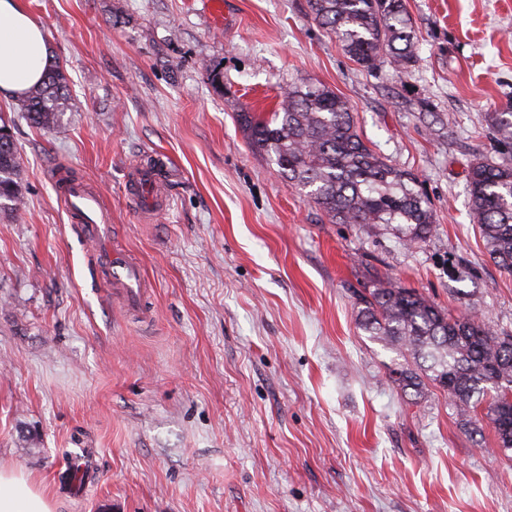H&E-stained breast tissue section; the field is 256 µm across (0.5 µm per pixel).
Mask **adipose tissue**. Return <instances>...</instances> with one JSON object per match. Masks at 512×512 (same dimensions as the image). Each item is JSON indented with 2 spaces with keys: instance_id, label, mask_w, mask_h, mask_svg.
Masks as SVG:
<instances>
[{
  "instance_id": "adipose-tissue-1",
  "label": "adipose tissue",
  "mask_w": 512,
  "mask_h": 512,
  "mask_svg": "<svg viewBox=\"0 0 512 512\" xmlns=\"http://www.w3.org/2000/svg\"><path fill=\"white\" fill-rule=\"evenodd\" d=\"M47 63L42 24L20 0H0V96H23L41 81ZM0 512H52V506L26 474L0 469Z\"/></svg>"
}]
</instances>
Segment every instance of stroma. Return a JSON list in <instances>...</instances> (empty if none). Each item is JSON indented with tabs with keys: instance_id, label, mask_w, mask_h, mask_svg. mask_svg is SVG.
I'll list each match as a JSON object with an SVG mask.
<instances>
[{
	"instance_id": "35a3bbf8",
	"label": "stroma",
	"mask_w": 512,
	"mask_h": 512,
	"mask_svg": "<svg viewBox=\"0 0 512 512\" xmlns=\"http://www.w3.org/2000/svg\"><path fill=\"white\" fill-rule=\"evenodd\" d=\"M20 3L71 107L39 130L0 97L24 183L0 212V468L28 474L53 512H512L491 426L471 437L433 385L410 400L353 295L389 279L512 334V276L486 253L468 184L495 147L483 117L512 95V0H405L417 61L378 74L307 0H229L219 27L204 0ZM303 81L417 177L433 215L417 248L331 223L252 150L238 113ZM66 170L103 193L112 250L145 271L147 316L70 222ZM72 448L95 451L79 498L57 480Z\"/></svg>"
}]
</instances>
